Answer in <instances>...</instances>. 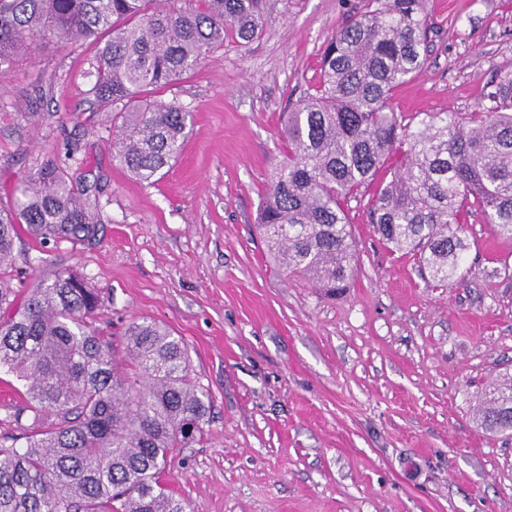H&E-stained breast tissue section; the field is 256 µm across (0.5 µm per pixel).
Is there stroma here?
Wrapping results in <instances>:
<instances>
[{
  "mask_svg": "<svg viewBox=\"0 0 512 512\" xmlns=\"http://www.w3.org/2000/svg\"><path fill=\"white\" fill-rule=\"evenodd\" d=\"M370 0H263L261 36L225 40L157 98L190 113L178 161L152 184L112 155V108L83 77L95 44L34 48L0 73V203L27 167L69 157L103 212L91 243L22 236L18 297L70 268L100 288L96 324L147 318L182 336L212 409L165 481L195 512H512V431L486 433V387L512 375V241L470 216L458 278L433 287L346 210L358 266L323 297L267 256L259 205L285 113L318 83L326 41ZM425 68L395 110L474 111L512 70V0H424Z\"/></svg>",
  "mask_w": 512,
  "mask_h": 512,
  "instance_id": "35a3bbf8",
  "label": "stroma"
}]
</instances>
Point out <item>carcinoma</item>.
Here are the masks:
<instances>
[{
    "label": "carcinoma",
    "mask_w": 512,
    "mask_h": 512,
    "mask_svg": "<svg viewBox=\"0 0 512 512\" xmlns=\"http://www.w3.org/2000/svg\"><path fill=\"white\" fill-rule=\"evenodd\" d=\"M263 25L258 0H0V69L33 46L96 42L86 77L112 103L114 158L152 184L178 158L190 113L147 94ZM428 31L422 0L366 9L328 39L315 92L287 114L257 226L270 259L327 297L356 271L344 203L374 183L375 233L437 286L460 274L471 207L512 240V71L486 83L463 118L398 112L393 91L424 68ZM70 159L26 172L0 207L1 273L21 256L22 226L40 242L97 239L99 205L75 192ZM100 300L69 268L23 301L0 280V372L24 388L9 414L23 444L0 442V512H186L164 472L204 434L209 391L166 326L138 320L116 343L101 336ZM479 421L512 428L511 377L489 389Z\"/></svg>",
    "instance_id": "cac0c4a2"
}]
</instances>
